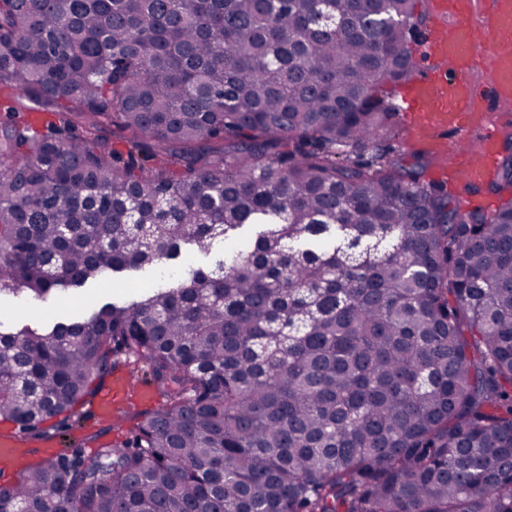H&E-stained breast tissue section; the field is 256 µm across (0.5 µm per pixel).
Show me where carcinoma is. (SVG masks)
<instances>
[{"mask_svg":"<svg viewBox=\"0 0 512 512\" xmlns=\"http://www.w3.org/2000/svg\"><path fill=\"white\" fill-rule=\"evenodd\" d=\"M320 8L334 18L314 21ZM419 0H0V422L63 437L120 366L162 403L0 512H512V140L461 209L362 151L417 70ZM118 280L124 284L121 289H112V284L106 283L104 287L100 285H92L91 290L78 289L75 291L73 298L68 302L66 311L72 315L83 314L87 309V299L93 295L99 300L112 302V298H123L126 300L133 299L136 295L135 289L131 288H148L153 284L152 278L144 272H125L118 276ZM0 311L5 327L26 322L33 315L49 317L59 312V305L52 302L38 303L23 297L1 295Z\"/></svg>","mask_w":512,"mask_h":512,"instance_id":"carcinoma-1","label":"carcinoma"}]
</instances>
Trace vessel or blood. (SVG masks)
I'll return each mask as SVG.
<instances>
[{
  "instance_id": "1",
  "label": "vessel or blood",
  "mask_w": 512,
  "mask_h": 512,
  "mask_svg": "<svg viewBox=\"0 0 512 512\" xmlns=\"http://www.w3.org/2000/svg\"><path fill=\"white\" fill-rule=\"evenodd\" d=\"M435 24L422 45L431 66L405 94L407 111L449 118L461 140H474L470 150L451 149L454 168L465 182L477 184L489 178L497 163L498 129L473 135L471 118L486 104L512 100V0H492L473 30L467 15L470 0H431ZM492 72L490 86L473 83L469 75L480 63ZM24 440L15 433H0V453L15 469H22Z\"/></svg>"
}]
</instances>
